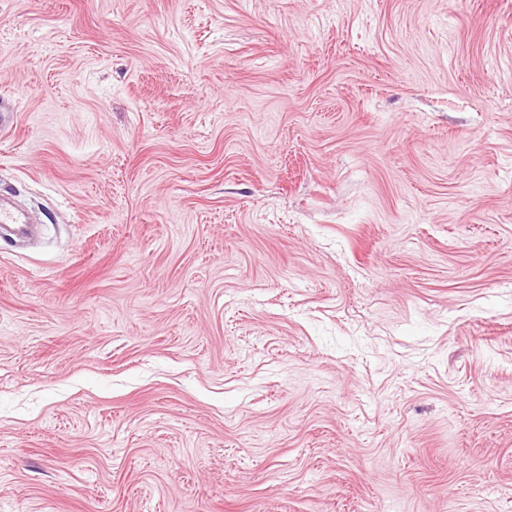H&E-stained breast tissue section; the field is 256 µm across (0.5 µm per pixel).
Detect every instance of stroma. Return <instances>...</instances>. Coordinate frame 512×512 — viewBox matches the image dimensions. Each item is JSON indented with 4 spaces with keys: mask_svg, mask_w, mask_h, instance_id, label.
I'll return each mask as SVG.
<instances>
[{
    "mask_svg": "<svg viewBox=\"0 0 512 512\" xmlns=\"http://www.w3.org/2000/svg\"><path fill=\"white\" fill-rule=\"evenodd\" d=\"M0 512H512V0H0Z\"/></svg>",
    "mask_w": 512,
    "mask_h": 512,
    "instance_id": "1",
    "label": "stroma"
}]
</instances>
